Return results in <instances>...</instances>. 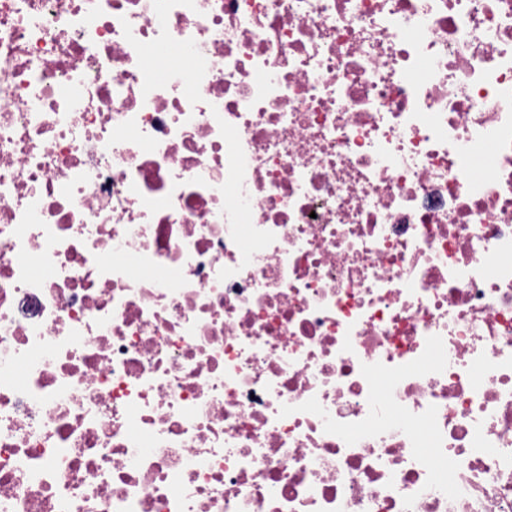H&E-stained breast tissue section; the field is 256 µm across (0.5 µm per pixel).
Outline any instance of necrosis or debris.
<instances>
[{
	"label": "necrosis or debris",
	"mask_w": 512,
	"mask_h": 512,
	"mask_svg": "<svg viewBox=\"0 0 512 512\" xmlns=\"http://www.w3.org/2000/svg\"><path fill=\"white\" fill-rule=\"evenodd\" d=\"M0 512H512V0H0Z\"/></svg>",
	"instance_id": "necrosis-or-debris-1"
}]
</instances>
